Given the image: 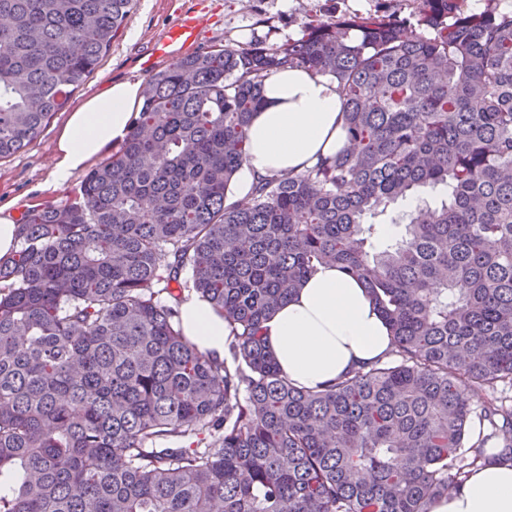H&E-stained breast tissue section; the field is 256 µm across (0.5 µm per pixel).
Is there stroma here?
<instances>
[{
    "mask_svg": "<svg viewBox=\"0 0 512 512\" xmlns=\"http://www.w3.org/2000/svg\"><path fill=\"white\" fill-rule=\"evenodd\" d=\"M410 14L396 0H135L123 27L100 66L69 96L46 129L29 146L0 160V204L11 203L15 218L31 207L63 205L78 192L85 170L71 174L64 185L53 182L55 137L67 112L104 84L146 80L141 64L152 43L180 17L191 15L201 25L199 47L221 49L262 40L269 44L300 39L312 19L331 21L349 14L363 16L395 10Z\"/></svg>",
    "mask_w": 512,
    "mask_h": 512,
    "instance_id": "obj_1",
    "label": "stroma"
}]
</instances>
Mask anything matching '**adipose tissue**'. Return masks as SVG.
<instances>
[{
  "label": "adipose tissue",
  "instance_id": "obj_1",
  "mask_svg": "<svg viewBox=\"0 0 512 512\" xmlns=\"http://www.w3.org/2000/svg\"><path fill=\"white\" fill-rule=\"evenodd\" d=\"M137 80L95 90L58 133L55 183L68 180L108 146L122 143L141 102ZM250 154L234 199L261 177L304 171L345 145L341 99L335 81L303 68L273 74L264 104L248 129ZM179 327L201 351L223 358L224 317L197 295L180 305ZM267 344L280 369L297 386L316 389L354 368L382 358L391 332L369 291L332 265H320L264 324ZM427 512H512V466L486 462L459 489L437 498Z\"/></svg>",
  "mask_w": 512,
  "mask_h": 512
}]
</instances>
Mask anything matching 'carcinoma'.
I'll list each match as a JSON object with an SVG mask.
<instances>
[{
  "mask_svg": "<svg viewBox=\"0 0 512 512\" xmlns=\"http://www.w3.org/2000/svg\"><path fill=\"white\" fill-rule=\"evenodd\" d=\"M133 2L0 0V159ZM416 2L411 22L312 20L175 60L74 200L24 214L0 258V512H426L489 444L512 465V11ZM286 68L336 80L347 144L231 202ZM324 264L364 283L392 342L311 390L263 330ZM173 283L224 315L236 366L183 336Z\"/></svg>",
  "mask_w": 512,
  "mask_h": 512,
  "instance_id": "obj_1",
  "label": "carcinoma"
}]
</instances>
